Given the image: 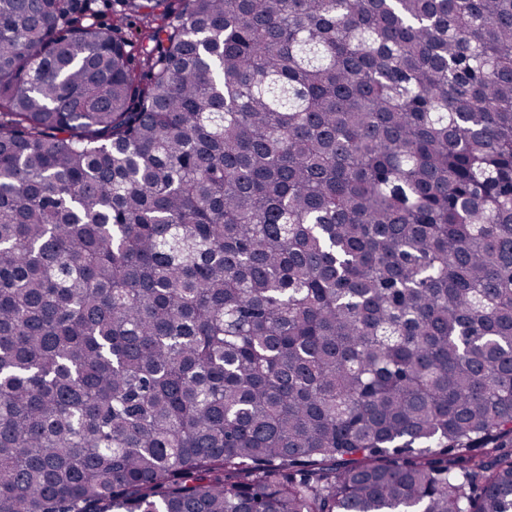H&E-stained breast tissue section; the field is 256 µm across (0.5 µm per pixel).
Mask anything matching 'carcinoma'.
<instances>
[{
    "mask_svg": "<svg viewBox=\"0 0 512 512\" xmlns=\"http://www.w3.org/2000/svg\"><path fill=\"white\" fill-rule=\"evenodd\" d=\"M0 0V512H512V0Z\"/></svg>",
    "mask_w": 512,
    "mask_h": 512,
    "instance_id": "obj_1",
    "label": "carcinoma"
}]
</instances>
